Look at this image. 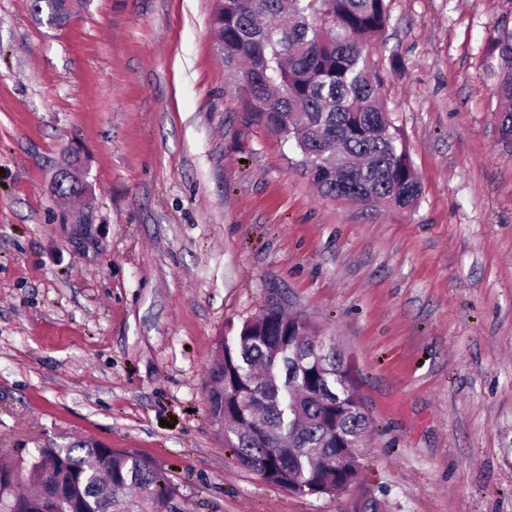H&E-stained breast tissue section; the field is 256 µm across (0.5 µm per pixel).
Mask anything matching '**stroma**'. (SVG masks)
I'll use <instances>...</instances> for the list:
<instances>
[{"label":"stroma","instance_id":"1","mask_svg":"<svg viewBox=\"0 0 512 512\" xmlns=\"http://www.w3.org/2000/svg\"><path fill=\"white\" fill-rule=\"evenodd\" d=\"M391 117L418 206L320 197L245 125L212 0H0V457L83 437L154 461L182 512H512V153L483 70L512 0H390ZM81 157L85 200L53 181ZM89 212L79 244L66 218ZM280 306L333 337L371 431L359 484L289 493L212 425L221 337ZM43 20H52L53 25H63L71 17L68 0H38Z\"/></svg>","mask_w":512,"mask_h":512}]
</instances>
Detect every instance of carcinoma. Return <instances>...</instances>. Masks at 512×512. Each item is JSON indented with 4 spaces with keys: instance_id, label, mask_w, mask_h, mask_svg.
<instances>
[{
    "instance_id": "carcinoma-1",
    "label": "carcinoma",
    "mask_w": 512,
    "mask_h": 512,
    "mask_svg": "<svg viewBox=\"0 0 512 512\" xmlns=\"http://www.w3.org/2000/svg\"><path fill=\"white\" fill-rule=\"evenodd\" d=\"M44 20L62 25L68 0H39ZM388 0H214L216 53L239 65L242 115L301 156L321 195L368 206L414 209L421 197L406 143L386 108L384 87L398 61L383 64L378 39ZM495 82L493 122L512 144V30L495 27L485 48ZM314 328L272 307L218 343L207 370L209 413L239 466L293 493L331 495L359 481V447L369 425L341 355L306 356ZM254 391L242 414L243 393ZM38 483L28 491L17 475ZM62 483L82 512H170L177 487L149 459L81 441L41 445L0 464V512H49Z\"/></svg>"
}]
</instances>
